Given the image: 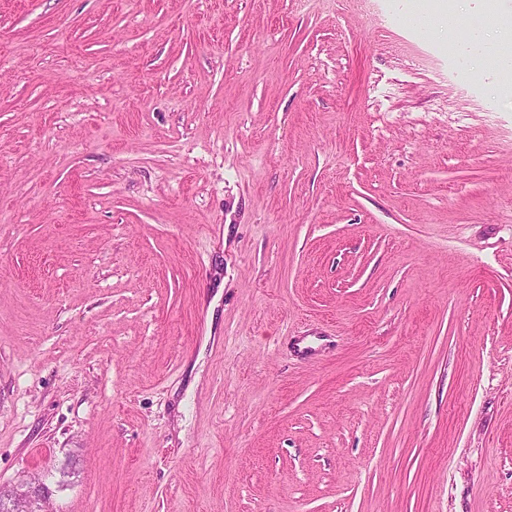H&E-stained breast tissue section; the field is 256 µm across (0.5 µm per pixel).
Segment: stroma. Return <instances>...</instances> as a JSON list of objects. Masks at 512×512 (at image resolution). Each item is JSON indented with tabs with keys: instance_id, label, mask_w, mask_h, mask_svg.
I'll return each mask as SVG.
<instances>
[{
	"instance_id": "1",
	"label": "stroma",
	"mask_w": 512,
	"mask_h": 512,
	"mask_svg": "<svg viewBox=\"0 0 512 512\" xmlns=\"http://www.w3.org/2000/svg\"><path fill=\"white\" fill-rule=\"evenodd\" d=\"M415 7L0 0V486L512 512V0Z\"/></svg>"
}]
</instances>
